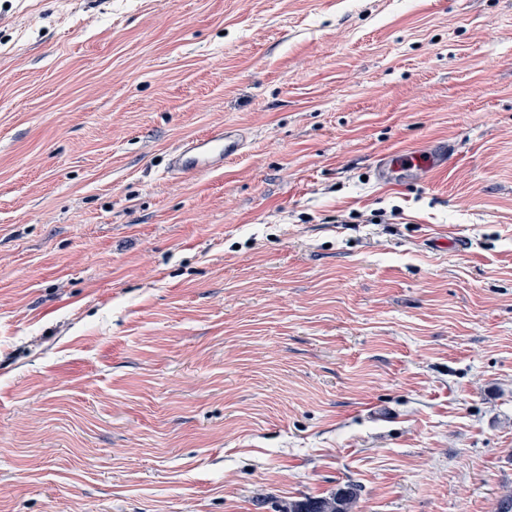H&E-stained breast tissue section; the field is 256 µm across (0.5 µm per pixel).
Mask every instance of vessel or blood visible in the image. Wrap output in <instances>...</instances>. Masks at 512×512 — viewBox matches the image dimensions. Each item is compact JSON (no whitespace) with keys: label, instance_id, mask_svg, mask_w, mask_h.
Here are the masks:
<instances>
[{"label":"vessel or blood","instance_id":"vessel-or-blood-1","mask_svg":"<svg viewBox=\"0 0 512 512\" xmlns=\"http://www.w3.org/2000/svg\"><path fill=\"white\" fill-rule=\"evenodd\" d=\"M244 145L245 139L238 129H214L173 149L168 156V170L177 175L219 171L226 160L241 154ZM451 155V147L442 142L416 155L393 151L382 156L376 170L382 181L393 183L446 169Z\"/></svg>","mask_w":512,"mask_h":512}]
</instances>
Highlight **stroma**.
I'll return each instance as SVG.
<instances>
[{"instance_id":"1","label":"stroma","mask_w":512,"mask_h":512,"mask_svg":"<svg viewBox=\"0 0 512 512\" xmlns=\"http://www.w3.org/2000/svg\"><path fill=\"white\" fill-rule=\"evenodd\" d=\"M350 484L512 497V0H0V512ZM245 139L234 127L218 128L183 142L168 155L171 174L193 175L224 168V161L242 153ZM452 149L448 144L438 142L431 149L410 155L399 151L386 153L376 166L382 181L393 183L406 177L435 173L448 167Z\"/></svg>"}]
</instances>
